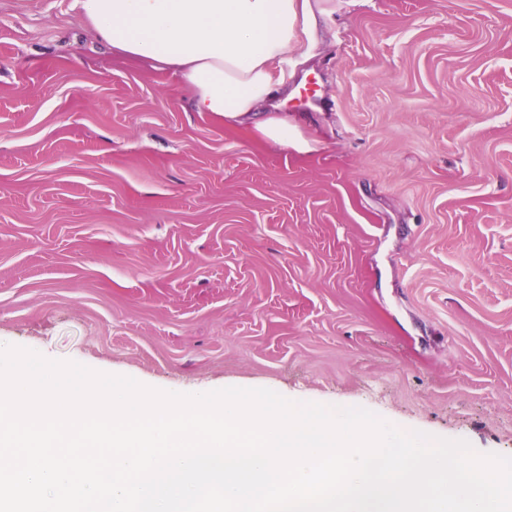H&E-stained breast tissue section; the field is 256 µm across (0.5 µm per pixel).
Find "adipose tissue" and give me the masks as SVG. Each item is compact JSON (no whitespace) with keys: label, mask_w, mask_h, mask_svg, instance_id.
I'll return each instance as SVG.
<instances>
[{"label":"adipose tissue","mask_w":512,"mask_h":512,"mask_svg":"<svg viewBox=\"0 0 512 512\" xmlns=\"http://www.w3.org/2000/svg\"><path fill=\"white\" fill-rule=\"evenodd\" d=\"M99 38L131 59L179 74L194 111L252 126L280 145L302 146L296 124L264 115L280 81L276 63L309 25V0H77Z\"/></svg>","instance_id":"adipose-tissue-1"}]
</instances>
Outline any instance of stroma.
<instances>
[{"mask_svg": "<svg viewBox=\"0 0 512 512\" xmlns=\"http://www.w3.org/2000/svg\"><path fill=\"white\" fill-rule=\"evenodd\" d=\"M311 4L296 150L0 0V343L512 456V0Z\"/></svg>", "mask_w": 512, "mask_h": 512, "instance_id": "35a3bbf8", "label": "stroma"}]
</instances>
